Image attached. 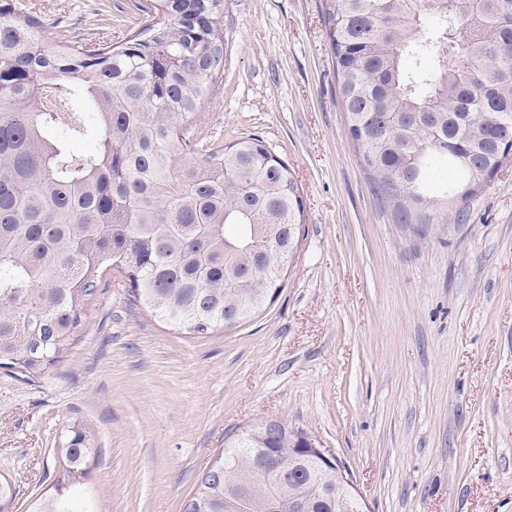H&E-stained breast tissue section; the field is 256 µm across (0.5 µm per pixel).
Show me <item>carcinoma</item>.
<instances>
[{
    "label": "carcinoma",
    "mask_w": 512,
    "mask_h": 512,
    "mask_svg": "<svg viewBox=\"0 0 512 512\" xmlns=\"http://www.w3.org/2000/svg\"><path fill=\"white\" fill-rule=\"evenodd\" d=\"M222 0H150L136 34L82 46L0 0V364L27 379L60 362L115 270L128 301L205 336L282 287L304 223L288 166L257 138L200 145L224 74ZM347 128L403 224H458L512 139V39L502 0H327ZM78 102L56 112L48 95ZM283 419L229 438L182 512H360ZM91 452L75 429L65 476ZM56 483L35 512H82Z\"/></svg>",
    "instance_id": "obj_1"
}]
</instances>
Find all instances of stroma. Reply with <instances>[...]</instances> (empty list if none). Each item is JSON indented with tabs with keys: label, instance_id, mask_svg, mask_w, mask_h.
Masks as SVG:
<instances>
[{
	"label": "stroma",
	"instance_id": "stroma-1",
	"mask_svg": "<svg viewBox=\"0 0 512 512\" xmlns=\"http://www.w3.org/2000/svg\"><path fill=\"white\" fill-rule=\"evenodd\" d=\"M50 34L137 30L134 0H24ZM325 0H223L224 80L208 141L256 136L298 182L306 222L251 320L181 334L109 272L63 361L0 368L5 512L54 493L73 430L91 512H182L225 441L269 417L350 473L364 512H512V156L459 224H401L347 131ZM87 445L84 432L76 429L73 430V436L66 443V446L58 448L66 466L64 476H67L68 479L71 477L75 478V472L81 469L86 457L91 452V448Z\"/></svg>",
	"mask_w": 512,
	"mask_h": 512
}]
</instances>
